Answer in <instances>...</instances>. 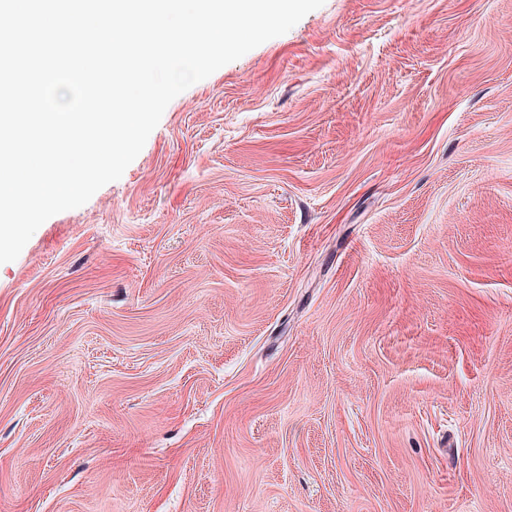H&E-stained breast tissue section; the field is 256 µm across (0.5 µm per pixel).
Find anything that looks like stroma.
Segmentation results:
<instances>
[{
	"label": "stroma",
	"instance_id": "1",
	"mask_svg": "<svg viewBox=\"0 0 512 512\" xmlns=\"http://www.w3.org/2000/svg\"><path fill=\"white\" fill-rule=\"evenodd\" d=\"M0 512H512V0H325L0 264Z\"/></svg>",
	"mask_w": 512,
	"mask_h": 512
}]
</instances>
